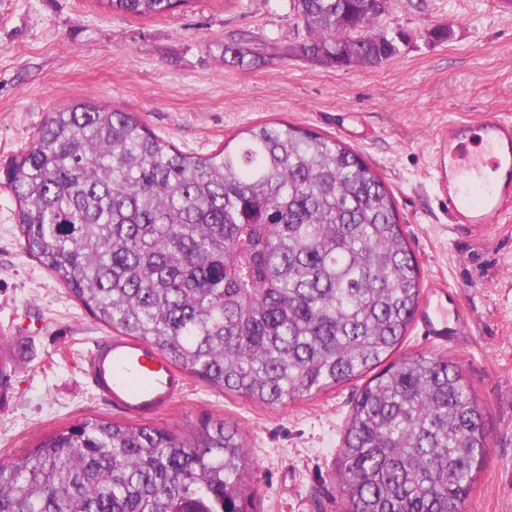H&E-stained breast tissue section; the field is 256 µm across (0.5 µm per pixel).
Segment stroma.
Listing matches in <instances>:
<instances>
[{"label":"stroma","instance_id":"35a3bbf8","mask_svg":"<svg viewBox=\"0 0 512 512\" xmlns=\"http://www.w3.org/2000/svg\"><path fill=\"white\" fill-rule=\"evenodd\" d=\"M446 25L444 39L428 32ZM378 31L398 51L377 65L304 59L308 33L292 0H189L138 18L102 0H0V172L51 113L90 100L138 113L183 153L206 156L253 125L286 122L340 138L386 181L424 282L470 312L459 349L410 328L403 354L458 362L486 411L490 448L467 512H512V217L458 231L434 184L432 140L451 120L512 116V6L503 0H393ZM230 42L244 59L224 52ZM111 330L23 249L17 203L0 183V461L19 462L44 435L86 417L126 421L94 392L85 358ZM353 385L267 406L192 378L154 426L191 434L200 420L237 423L258 512H341L336 462Z\"/></svg>","mask_w":512,"mask_h":512}]
</instances>
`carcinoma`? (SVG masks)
<instances>
[{"mask_svg":"<svg viewBox=\"0 0 512 512\" xmlns=\"http://www.w3.org/2000/svg\"><path fill=\"white\" fill-rule=\"evenodd\" d=\"M162 17L190 0H100ZM300 55L334 67L397 53L391 0H292ZM4 179L25 252L97 322L210 386L279 405L362 376L339 454L344 512H465L484 411L446 357L389 361L423 293L394 196L341 141L259 124L208 156L136 112L53 113ZM242 432L184 439L86 418L0 464V512H254Z\"/></svg>","mask_w":512,"mask_h":512,"instance_id":"1","label":"carcinoma"}]
</instances>
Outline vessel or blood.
Instances as JSON below:
<instances>
[{
    "label": "vessel or blood",
    "instance_id": "vessel-or-blood-1",
    "mask_svg": "<svg viewBox=\"0 0 512 512\" xmlns=\"http://www.w3.org/2000/svg\"><path fill=\"white\" fill-rule=\"evenodd\" d=\"M435 187L455 228L484 230L512 214V119L487 113L474 122H452L435 141ZM422 337L444 346L458 343L469 323L459 298L436 286L415 317ZM85 372L112 407L149 418L183 396L184 374L154 346L128 336H110L89 352Z\"/></svg>",
    "mask_w": 512,
    "mask_h": 512
}]
</instances>
